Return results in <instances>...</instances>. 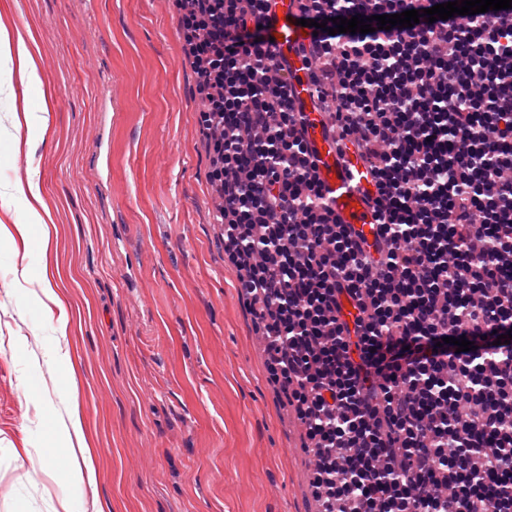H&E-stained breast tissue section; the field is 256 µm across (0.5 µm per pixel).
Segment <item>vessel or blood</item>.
Segmentation results:
<instances>
[{"label": "vessel or blood", "instance_id": "obj_1", "mask_svg": "<svg viewBox=\"0 0 512 512\" xmlns=\"http://www.w3.org/2000/svg\"><path fill=\"white\" fill-rule=\"evenodd\" d=\"M298 0H271L264 21L265 35L271 49L288 60V89L301 110L311 158L324 187L325 201L339 223L351 224L367 242L377 237V214L371 193L373 178L359 152L338 154L329 137L325 120L317 108V97L309 73L315 60L307 47L312 39L309 28L299 23Z\"/></svg>", "mask_w": 512, "mask_h": 512}]
</instances>
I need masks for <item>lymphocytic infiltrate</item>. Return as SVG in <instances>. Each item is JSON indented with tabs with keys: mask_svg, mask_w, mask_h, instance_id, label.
I'll return each instance as SVG.
<instances>
[{
	"mask_svg": "<svg viewBox=\"0 0 512 512\" xmlns=\"http://www.w3.org/2000/svg\"><path fill=\"white\" fill-rule=\"evenodd\" d=\"M440 2L300 11L324 26ZM174 6L224 254L320 512H512V8L313 37L319 105L375 177L370 249L323 204L268 0Z\"/></svg>",
	"mask_w": 512,
	"mask_h": 512,
	"instance_id": "obj_1",
	"label": "lymphocytic infiltrate"
}]
</instances>
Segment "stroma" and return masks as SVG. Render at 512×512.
<instances>
[{"label": "stroma", "instance_id": "35a3bbf8", "mask_svg": "<svg viewBox=\"0 0 512 512\" xmlns=\"http://www.w3.org/2000/svg\"><path fill=\"white\" fill-rule=\"evenodd\" d=\"M30 31L48 129L0 136V184L38 175L57 233L31 235L32 276L58 271L71 366L41 312L3 287L0 512H51L67 489L46 389L77 378L101 477L75 512H315L303 428L268 382L213 220L196 74L173 0H0Z\"/></svg>", "mask_w": 512, "mask_h": 512}]
</instances>
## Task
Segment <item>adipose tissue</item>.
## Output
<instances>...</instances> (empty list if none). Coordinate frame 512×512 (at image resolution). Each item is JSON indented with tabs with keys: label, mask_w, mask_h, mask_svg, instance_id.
Returning a JSON list of instances; mask_svg holds the SVG:
<instances>
[{
	"label": "adipose tissue",
	"mask_w": 512,
	"mask_h": 512,
	"mask_svg": "<svg viewBox=\"0 0 512 512\" xmlns=\"http://www.w3.org/2000/svg\"><path fill=\"white\" fill-rule=\"evenodd\" d=\"M39 82V70L29 37L19 31H10L0 24V96L15 98L17 86L27 87ZM17 202L24 203L26 219L12 230L1 224L0 243L12 244L16 239L28 238L36 229L41 231L43 237H50V215L43 203L38 179L32 177L27 184L9 185L0 189V205L7 207ZM30 282L27 265H14L10 288L23 292L25 301H36L44 313V326L52 331L57 341H65L70 319L52 274L42 275L38 289H30ZM58 398L64 414L57 417V427L67 443L77 445L80 455L76 458L49 457L43 459L42 467L51 475L59 472L66 474L69 490L61 496L59 507L61 512H72V502L84 487L96 486L98 468L97 460L85 439L76 390L59 393Z\"/></svg>",
	"instance_id": "obj_1"
}]
</instances>
